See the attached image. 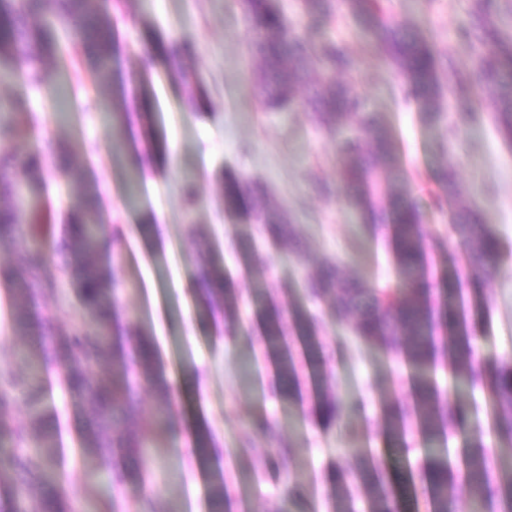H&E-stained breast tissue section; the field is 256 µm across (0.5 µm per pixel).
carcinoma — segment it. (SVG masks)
<instances>
[{
	"mask_svg": "<svg viewBox=\"0 0 512 512\" xmlns=\"http://www.w3.org/2000/svg\"><path fill=\"white\" fill-rule=\"evenodd\" d=\"M244 13L254 24L252 47L263 62L258 85L266 107L286 110L297 98L299 84L306 82L309 66L326 73L353 70L354 59L340 43L321 38L306 41L288 31V21L274 0H240ZM358 29L398 70L404 81L403 97L425 109L433 120L441 117L444 93L452 95L460 112L471 111L469 87L453 72L448 58L439 55L426 36L384 19L375 0H344ZM310 23V35H320L334 10V0H302ZM491 0H477L464 37L482 51L478 78L494 93V119L501 137L512 141V41L503 38L493 24ZM57 16L71 24L101 102L112 93L114 44L112 29L104 16L102 0H0V63L3 73L18 72L27 85L41 86L48 63L62 61L54 34L43 26L24 24L22 19ZM312 103L317 122L330 132L351 127L356 133L338 143L342 161L341 175L346 187L348 208L361 221L390 228L395 266L399 277L396 288L370 285L345 276L340 268L325 263L307 272L305 286L313 298L334 295L338 300L337 317L353 316L355 335L380 346L386 354L403 361L410 369L413 402L394 417L391 430L398 435L413 422L424 441L428 458L427 481L423 495L432 512H456L454 473L468 485L472 512H512V464L492 470L483 448L482 434L466 432L462 414L441 397L436 380L438 362L448 361V392L480 388L486 392V410L491 429L512 443V363L505 362L494 379L485 383L479 365L472 359L470 336L466 327L469 310L481 303L482 289L453 288L442 305L448 309V330L441 328L434 314L422 303L427 267L421 250L424 219L405 186L392 183L385 202L378 201L381 177L396 166L394 136L377 115L363 108L358 98L342 82L330 80L313 87ZM32 114L18 112V102L0 99V140H13L35 126ZM50 154L39 146L21 156H0V168L21 166L26 173L18 183L0 178V250L11 254L13 266L3 275L13 295L25 306L17 308L16 331L26 334L30 321L26 307L57 288L54 281L34 276L47 260L39 240L46 234L40 216L24 214L28 195L40 193L45 186ZM57 163L73 184L84 183V174L60 147ZM435 179L448 195L458 194L453 168L437 170ZM252 195L251 214L265 238L285 253L303 256L304 249L295 228L285 215L271 204L266 192L237 178H228L224 208L235 210L243 194ZM474 213L462 209L452 214L451 224L470 257L478 262L491 260L499 251V239L488 227L473 223ZM103 213L97 197L87 190L85 200L65 220L54 252L65 257L67 272L77 286L82 310L96 325L89 333L78 327H44V335L56 341L55 353L61 378L68 392L92 414V428L86 447L101 461L107 472L102 492L107 499L120 488L139 489L145 485L148 470L128 468L124 460L145 461L148 448L166 431L173 396L158 371L152 343L137 323L120 317L119 290L123 283L110 270L95 263L104 245ZM199 302L213 315L225 310L227 275L221 257L203 254L193 270ZM308 354L327 358L318 337L313 335L316 319L300 310L291 312ZM125 330L134 337L128 344L112 343L114 330ZM268 353L280 379L295 386L301 366L295 359L282 329L280 310L271 306L264 321ZM42 356L30 363L25 375L0 374V453L7 458L15 479L8 486L0 480V512H73L65 484L51 477L61 466V448L55 428L42 408L40 374L47 369ZM152 388L155 415L141 417L139 389ZM26 396L30 427L13 424V408L19 396ZM450 428L464 433L469 451L457 464L448 453L436 447L438 439ZM358 465L341 475L366 491L369 512H392L390 483L367 460V452L354 451ZM212 497L215 512H224L228 499V478L224 472L214 477Z\"/></svg>",
	"mask_w": 512,
	"mask_h": 512,
	"instance_id": "carcinoma-1",
	"label": "carcinoma"
}]
</instances>
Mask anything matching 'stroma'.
<instances>
[{"label": "stroma", "mask_w": 512, "mask_h": 512, "mask_svg": "<svg viewBox=\"0 0 512 512\" xmlns=\"http://www.w3.org/2000/svg\"><path fill=\"white\" fill-rule=\"evenodd\" d=\"M112 26L115 111L135 114L131 134L117 138L104 112L91 108L90 76L82 64L69 65L73 87L65 112L49 106L47 89L58 79L45 69V84L32 88L0 76V97L17 100L21 111L39 116L42 141L56 140L97 187L119 224L120 302L136 316L154 343L163 370L177 374L173 389V430L152 452L145 492L158 512H212L208 488L224 458L199 462L188 431L209 430L216 447L237 451L234 494L227 512H330L331 473L354 467L356 448L403 445L395 458L400 512H429L421 494L427 460L419 436L395 442L386 430L385 403L412 399L407 366L353 335L338 320L333 299H314L304 290L307 269L337 263L367 283H395L396 267L386 227L363 226L346 207L336 154V137L320 127L304 104L283 111L265 107L256 90L262 62L252 51V24L239 0H106ZM471 0H383L390 21L422 32L438 53L447 55L459 75L472 81L471 114L446 104L444 126L424 121L417 106L401 95L403 78L380 52L369 47L345 7L325 29L341 42L355 69L346 80L353 92L382 117L394 135L398 167L407 175L410 197L424 216L422 245L428 262L425 300L437 306L446 290L478 284L484 306L468 317L478 337L476 362L485 375L512 360V145L491 120L493 95L475 80L478 62L461 30ZM190 43L179 68L162 55L177 38ZM168 159L151 180L131 182L115 148L132 152L146 146ZM448 162L457 173L460 194L440 198L432 172ZM259 183L274 205L291 217L306 248L304 261L281 253L244 214L224 209L227 176ZM333 189L323 197L314 181ZM473 207L480 224L501 242L492 276L473 265L450 223V215ZM162 211L165 222L146 231V218ZM224 259L232 311H245L246 327L211 319L198 303L192 272L200 253ZM263 303H256L257 293ZM274 303L318 316L317 334L330 355L324 376L305 373L294 397L277 391L272 362L245 370L244 363L265 347L262 313ZM14 302L0 280V371L22 372L19 349L38 351L36 333L15 332ZM47 413L57 424L63 469L76 512H97L99 461L84 446L89 412L67 392L57 372L43 382ZM350 403L337 418L325 420L319 395ZM485 393L457 398L470 428L485 432L495 464L512 459V445L489 429ZM276 426L269 438L260 426Z\"/></svg>", "instance_id": "obj_1"}]
</instances>
